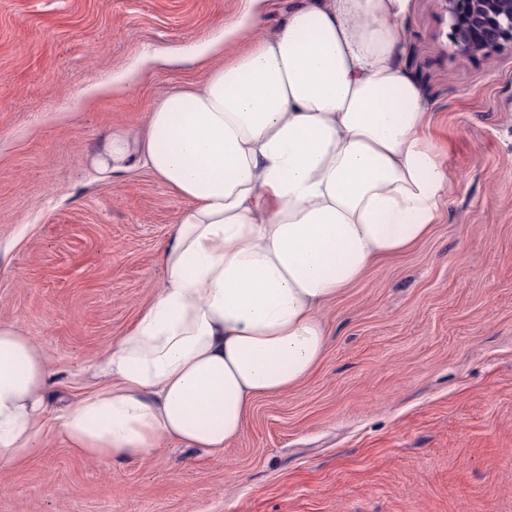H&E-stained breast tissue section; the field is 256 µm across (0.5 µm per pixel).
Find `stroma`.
Instances as JSON below:
<instances>
[{"label": "stroma", "instance_id": "35a3bbf8", "mask_svg": "<svg viewBox=\"0 0 512 512\" xmlns=\"http://www.w3.org/2000/svg\"><path fill=\"white\" fill-rule=\"evenodd\" d=\"M247 0H0V322L43 351L58 411L162 285L187 201L141 162L101 176L114 132L199 78L186 48ZM402 60L454 181L429 236L320 316L324 354L258 398L223 453L166 441L96 461L49 432L0 469V512H512V52L460 61L441 0H411ZM168 56L89 107V84Z\"/></svg>", "mask_w": 512, "mask_h": 512}]
</instances>
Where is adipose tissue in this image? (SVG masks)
I'll return each mask as SVG.
<instances>
[{"label": "adipose tissue", "mask_w": 512, "mask_h": 512, "mask_svg": "<svg viewBox=\"0 0 512 512\" xmlns=\"http://www.w3.org/2000/svg\"><path fill=\"white\" fill-rule=\"evenodd\" d=\"M411 0H268L193 50L201 80L149 108L138 140L109 135L104 175L139 159L187 200L165 281L100 370L58 413L42 350L0 323V468L48 427L99 460L169 440L223 451L254 398L287 392L322 356L319 305L419 243L452 180L420 85L400 60Z\"/></svg>", "instance_id": "obj_1"}]
</instances>
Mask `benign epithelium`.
Listing matches in <instances>:
<instances>
[{
  "label": "benign epithelium",
  "instance_id": "obj_1",
  "mask_svg": "<svg viewBox=\"0 0 512 512\" xmlns=\"http://www.w3.org/2000/svg\"><path fill=\"white\" fill-rule=\"evenodd\" d=\"M450 21L449 37L461 60L491 51H512V0H441Z\"/></svg>",
  "mask_w": 512,
  "mask_h": 512
}]
</instances>
